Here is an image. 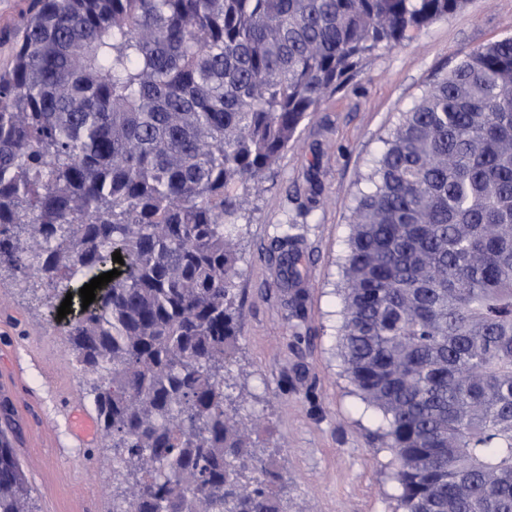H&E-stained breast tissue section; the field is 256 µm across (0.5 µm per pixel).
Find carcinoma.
Returning a JSON list of instances; mask_svg holds the SVG:
<instances>
[{
    "mask_svg": "<svg viewBox=\"0 0 512 512\" xmlns=\"http://www.w3.org/2000/svg\"><path fill=\"white\" fill-rule=\"evenodd\" d=\"M469 0H33L0 70V270L79 294L61 332L112 449V512H287L229 392L248 197L365 56ZM337 292L399 512H512V37L384 140ZM275 239L303 311L302 251ZM0 425V512H35Z\"/></svg>",
    "mask_w": 512,
    "mask_h": 512,
    "instance_id": "cac0c4a2",
    "label": "carcinoma"
}]
</instances>
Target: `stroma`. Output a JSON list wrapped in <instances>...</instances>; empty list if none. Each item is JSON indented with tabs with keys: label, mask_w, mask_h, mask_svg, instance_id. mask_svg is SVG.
Here are the masks:
<instances>
[{
	"label": "stroma",
	"mask_w": 512,
	"mask_h": 512,
	"mask_svg": "<svg viewBox=\"0 0 512 512\" xmlns=\"http://www.w3.org/2000/svg\"><path fill=\"white\" fill-rule=\"evenodd\" d=\"M31 0H0V67L12 59ZM512 37V0H470L467 8L400 45L365 56L343 86L302 125L264 184L250 198L236 280L242 305L239 346L228 376L259 427L256 455L283 475L288 512H398L391 452L376 432L379 415L352 394L336 346L339 261L359 177L382 140L428 89L474 48ZM304 218L303 317H289L274 281L278 225ZM57 314L31 291L0 275V389L13 379L52 427L22 423L17 458L37 512H112V452L71 435L58 399L93 411L76 385L75 361L54 322Z\"/></svg>",
	"instance_id": "1"
}]
</instances>
